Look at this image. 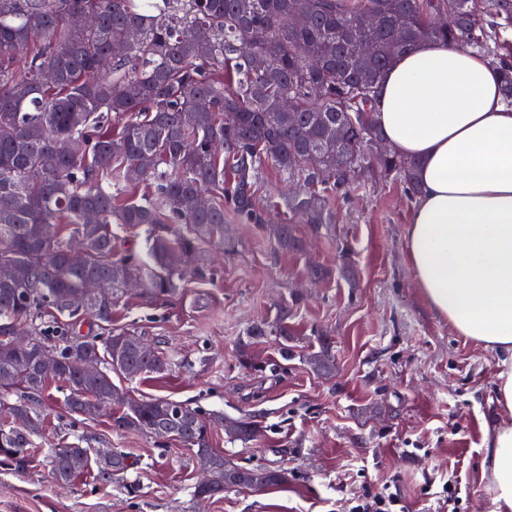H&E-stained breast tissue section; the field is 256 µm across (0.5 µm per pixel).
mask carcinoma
<instances>
[{
	"instance_id": "carcinoma-1",
	"label": "carcinoma",
	"mask_w": 512,
	"mask_h": 512,
	"mask_svg": "<svg viewBox=\"0 0 512 512\" xmlns=\"http://www.w3.org/2000/svg\"><path fill=\"white\" fill-rule=\"evenodd\" d=\"M448 22L429 19L444 0H0V263L17 267L12 283L0 282V462L20 472L35 450L32 437L44 423L25 397L48 380L70 388L67 412L82 417L91 402L104 401L112 426L163 438L178 436L197 464L222 476L211 495L250 483H281L270 467L236 465L213 448V432L224 418L186 403L148 398L135 408L112 396L111 351L130 328L112 330V308L125 296L122 279L143 283L145 298L180 291V267L206 245H224V210L246 224H264L257 196L265 168L272 166L304 190L280 206L319 228L332 221L329 199H348L367 181L394 176L406 194L419 188L417 162L392 151L375 154L382 135L375 103L386 71L397 58L424 43L456 44L485 54L501 73V90L512 103V42L499 29L512 26V0H454ZM91 10L95 25L78 29L68 16ZM263 40H252L254 33ZM126 45L112 55V44ZM371 46L368 56L361 47ZM54 80L47 83L43 74ZM288 97L294 110L280 105ZM206 98L211 108L194 111ZM239 121L224 126V113ZM83 144L79 155L64 146ZM223 143L216 151L214 143ZM139 179L131 182L127 170ZM206 193L209 209L197 206ZM95 211L98 231L88 234L92 259L71 264L67 242L83 231L81 216ZM65 223L70 234L49 238L44 224ZM142 229L138 252L115 250L114 230ZM277 246L302 252L305 241L293 225L278 224ZM112 280V296L93 301L82 294L85 280ZM50 312L77 324L90 317L101 334L51 336L37 320ZM28 332L35 345L51 347L59 364L38 369L30 351L9 346L8 333ZM295 335L283 314L274 326L253 325L241 345L243 362L255 359L252 340ZM134 377L164 374L172 362L124 347ZM100 360L105 375L89 380L82 366ZM327 376L329 349L312 359ZM25 419L17 429L11 422ZM241 442L259 433L255 421L235 419ZM59 486L71 484L89 466L90 449L73 443L46 454ZM129 456L121 451L98 460L104 482L124 476Z\"/></svg>"
}]
</instances>
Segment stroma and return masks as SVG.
<instances>
[{"mask_svg":"<svg viewBox=\"0 0 512 512\" xmlns=\"http://www.w3.org/2000/svg\"><path fill=\"white\" fill-rule=\"evenodd\" d=\"M412 206L399 181L365 184L350 201H332L328 226L297 223L311 243L305 253L281 251L267 226L225 212L224 255L209 277L189 279L173 298L126 295L112 311L113 328H137L175 359L167 374L118 376L116 385L136 399L253 416L257 440L233 442L218 430L213 446L237 465L284 470L286 482L200 502L199 469L184 446L114 430L104 414L68 415L69 388L54 380L29 397L45 419L35 446L111 448L132 466L108 484L90 470L60 487L46 459L22 472L0 464V512H350L353 497L382 489L403 512H436L451 476L457 512H492L481 458L486 429L502 418L498 354L459 336L421 296L406 255ZM313 263L331 277L310 281ZM284 309L296 331L289 355L267 336L256 365L243 363L250 326L274 323ZM324 338L330 376L306 363Z\"/></svg>","mask_w":512,"mask_h":512,"instance_id":"stroma-1","label":"stroma"}]
</instances>
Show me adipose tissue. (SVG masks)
<instances>
[{
	"label": "adipose tissue",
	"mask_w": 512,
	"mask_h": 512,
	"mask_svg": "<svg viewBox=\"0 0 512 512\" xmlns=\"http://www.w3.org/2000/svg\"><path fill=\"white\" fill-rule=\"evenodd\" d=\"M376 118L391 150L418 162L406 249L422 296L500 354L506 418L486 433L481 468L493 512H512V106L488 58L426 44L388 70Z\"/></svg>",
	"instance_id": "ef3b65f1"
}]
</instances>
